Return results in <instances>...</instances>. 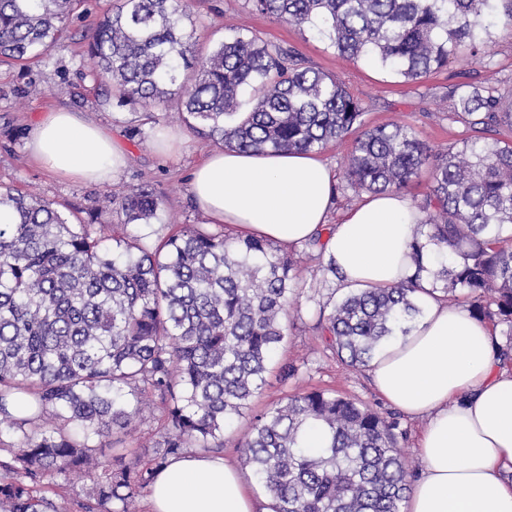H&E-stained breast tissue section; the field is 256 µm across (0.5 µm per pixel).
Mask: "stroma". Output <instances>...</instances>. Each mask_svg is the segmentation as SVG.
<instances>
[{
  "label": "stroma",
  "mask_w": 512,
  "mask_h": 512,
  "mask_svg": "<svg viewBox=\"0 0 512 512\" xmlns=\"http://www.w3.org/2000/svg\"><path fill=\"white\" fill-rule=\"evenodd\" d=\"M195 23L200 45L211 48L224 36L245 27L263 40L295 50L304 65L335 76L365 108L366 125L398 124L411 127L433 151L474 138L512 143V127L497 126L475 130L466 117L456 114L452 91L476 86L493 95H512V26L496 24L481 57H472L468 46L459 47L447 67L418 82H407L395 74L360 59L341 57L328 42L287 21L252 12L246 0H182ZM119 0H84L83 18L72 19L66 36L38 62L21 66L0 61V188L27 191L54 203L65 214L86 220L96 199L104 194L121 195L139 185H149L160 201L151 225L160 235L179 230L186 224H204L208 218L194 204L189 192L193 167L210 152L215 142L199 137L178 114L181 104L171 99L147 122V108L120 107L116 103L96 105L103 88L84 58L82 36L103 13L112 11ZM73 85L74 95L58 93L62 82ZM55 109H66L89 116L112 134L127 157V164L112 181L89 183L58 177L37 164L28 154V132L43 116ZM185 135L180 155L165 153L156 141L159 130ZM355 134L327 145L321 158L331 168L335 184L330 220H337L360 197L346 178V160ZM301 263L296 273V296L285 317L287 338L271 368L267 383L253 399L249 410L224 431L223 455L238 462L239 441L250 431L253 417L261 410L288 396L311 388L334 390L360 401L382 414L392 407L373 389L367 371H354L343 365L322 344L317 329L319 310L328 298H341L322 266L318 249L294 247ZM295 365L297 374L281 379L278 367ZM159 413H146L145 419L121 446L127 461L148 463L150 446L161 429Z\"/></svg>",
  "instance_id": "obj_1"
}]
</instances>
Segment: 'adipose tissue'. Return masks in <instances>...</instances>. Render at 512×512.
Here are the masks:
<instances>
[{
    "label": "adipose tissue",
    "mask_w": 512,
    "mask_h": 512,
    "mask_svg": "<svg viewBox=\"0 0 512 512\" xmlns=\"http://www.w3.org/2000/svg\"><path fill=\"white\" fill-rule=\"evenodd\" d=\"M29 149L48 171L73 180H112L126 156L80 113L49 112L30 131ZM334 175L316 153L213 151L190 174L197 206L239 236L285 247L323 237L325 262L345 288L408 281L413 228L424 214L400 193L366 196L329 224ZM417 297L423 320L370 364L376 392L421 421L418 476L403 512H512V373L500 368L495 330L464 306L442 301L431 284ZM151 512H274L255 499L239 467L224 457L171 459L150 485Z\"/></svg>",
    "instance_id": "ef3b65f1"
}]
</instances>
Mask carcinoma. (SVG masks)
Wrapping results in <instances>:
<instances>
[{"label":"carcinoma","instance_id":"obj_1","mask_svg":"<svg viewBox=\"0 0 512 512\" xmlns=\"http://www.w3.org/2000/svg\"><path fill=\"white\" fill-rule=\"evenodd\" d=\"M247 2L413 82L464 43L480 54L496 10L495 0ZM78 4L0 0V58L46 54ZM185 17L181 0H121L85 44L95 79L120 104L159 109L177 94L192 128L242 151H318L362 124V103L294 51L242 28L204 53ZM452 93L471 126L512 127V98ZM424 167L433 183L411 242L415 276L320 308L327 347L355 370L423 317L424 275L448 295L465 290L478 319L512 324V144L467 140L436 153L408 126H378L356 139L348 182L356 192H397ZM107 202L134 232L107 233L97 208L73 224L48 201L0 189V209L12 215L0 224V435L13 438L0 459V512H70L38 492L77 470L93 481L80 512H135L169 459L224 448V427L263 389L285 338L290 254L201 224L157 242L142 231L160 206L146 186ZM433 246L439 258L426 266ZM152 403L165 420L152 463L100 459L97 449L121 443ZM312 426L327 436L319 451L304 448ZM398 427L355 399L300 392L253 418L240 460L275 512H401L411 474Z\"/></svg>","mask_w":512,"mask_h":512}]
</instances>
